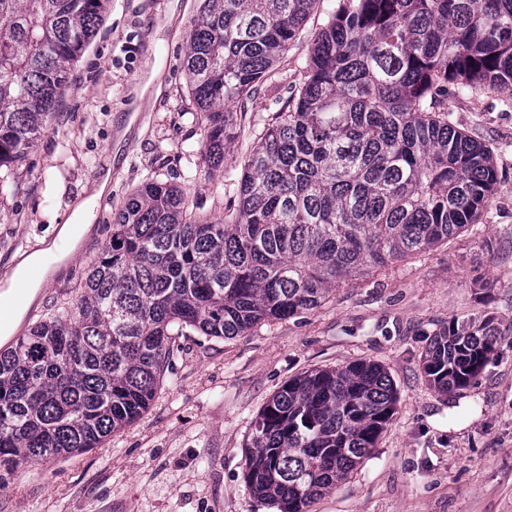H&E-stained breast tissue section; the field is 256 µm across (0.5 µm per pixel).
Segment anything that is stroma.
I'll use <instances>...</instances> for the list:
<instances>
[{
    "mask_svg": "<svg viewBox=\"0 0 512 512\" xmlns=\"http://www.w3.org/2000/svg\"><path fill=\"white\" fill-rule=\"evenodd\" d=\"M204 0H112L96 37L70 67L57 115L13 169L0 199V281L20 254L55 264L25 326L73 300L111 234L112 215L149 180L178 185L192 211L223 215V173L187 180V148L202 149L182 62ZM335 0H318L293 46L240 118L224 159L241 174L258 134L302 81L308 45ZM450 120L493 151L496 193L448 244L332 289L315 310L231 340L177 338L147 412L100 447L0 475V512H274L244 481L254 422L293 377L367 359L384 365L397 411L376 448L311 512H512V105L480 87L448 88ZM112 185L93 198L96 174ZM90 199L79 243L58 239L74 204ZM492 317L496 353L478 382L441 394L421 357L449 318Z\"/></svg>",
    "mask_w": 512,
    "mask_h": 512,
    "instance_id": "stroma-1",
    "label": "stroma"
}]
</instances>
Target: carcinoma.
I'll list each match as a JSON object with an SVG mask.
<instances>
[{
    "mask_svg": "<svg viewBox=\"0 0 512 512\" xmlns=\"http://www.w3.org/2000/svg\"><path fill=\"white\" fill-rule=\"evenodd\" d=\"M315 4L205 0L183 70L208 175ZM111 7L0 0V170L45 132L68 66ZM450 83L512 97V0H338L302 84L231 181L224 217L191 219L180 189L143 183L112 216L76 298L0 351V469L89 451L138 419L185 330L232 339L311 311L330 288L475 223L498 172L492 151L449 121ZM496 336L490 317L449 318L423 355L430 386L474 385ZM396 403L372 361L288 380L255 421L246 486L277 512H309L377 446Z\"/></svg>",
    "mask_w": 512,
    "mask_h": 512,
    "instance_id": "1",
    "label": "carcinoma"
}]
</instances>
